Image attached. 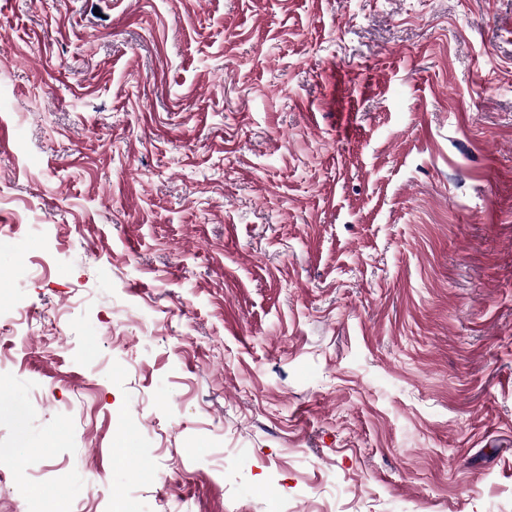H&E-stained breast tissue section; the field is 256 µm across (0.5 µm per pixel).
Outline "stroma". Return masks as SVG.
Instances as JSON below:
<instances>
[{"label": "stroma", "instance_id": "35a3bbf8", "mask_svg": "<svg viewBox=\"0 0 512 512\" xmlns=\"http://www.w3.org/2000/svg\"><path fill=\"white\" fill-rule=\"evenodd\" d=\"M2 126L0 512H512V0H0Z\"/></svg>", "mask_w": 512, "mask_h": 512}]
</instances>
